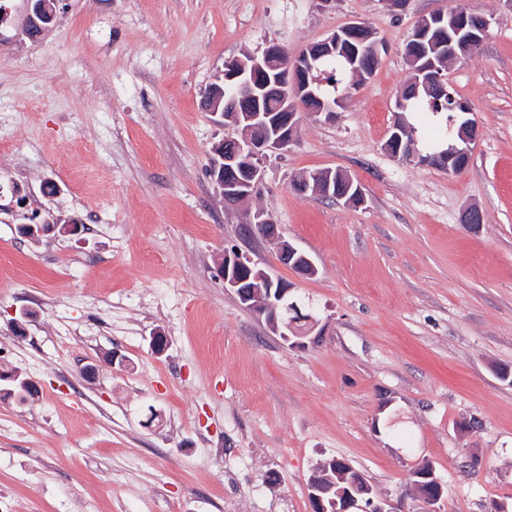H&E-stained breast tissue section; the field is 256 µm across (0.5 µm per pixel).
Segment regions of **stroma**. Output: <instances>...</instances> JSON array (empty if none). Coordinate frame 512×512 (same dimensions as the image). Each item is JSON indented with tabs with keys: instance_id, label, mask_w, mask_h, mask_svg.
Wrapping results in <instances>:
<instances>
[{
	"instance_id": "35a3bbf8",
	"label": "stroma",
	"mask_w": 512,
	"mask_h": 512,
	"mask_svg": "<svg viewBox=\"0 0 512 512\" xmlns=\"http://www.w3.org/2000/svg\"><path fill=\"white\" fill-rule=\"evenodd\" d=\"M457 3L57 0L32 40L28 0H0V369L39 389L0 396V512H311L308 478L331 458L397 512L419 508L421 463L442 512H512L507 0H467L494 22L445 71L480 128L467 168L386 149L412 29ZM354 21L384 45L372 76L334 120L301 114L288 149L262 156L259 191L225 206L209 164L229 130L202 100L226 61L272 42L297 55ZM315 169L348 174L363 204L295 191ZM470 206L479 228L459 220ZM258 209L315 277L244 235ZM46 221L82 232H18ZM233 244L293 284L321 335L292 346L225 289ZM399 129H400L399 125L395 121L393 128H392V132L389 137V140L387 141V142L395 141L398 144L396 150L394 152H392L390 149H388L387 143H386L387 150L392 155V157L397 158V159H409V160H413L416 162L418 161V163L421 165L439 166L441 169L448 171V174L460 173L465 168V166H463L462 169H458V168L452 169L451 167H449V165L447 167V161H442V164H441L440 160H436L435 162L430 163L431 159H429V158L425 159L419 155L414 142H412L410 140H406L404 143H402V138H401L400 134L397 132V130H399ZM419 479L417 482V478ZM413 482L416 486V497L426 506L423 512H438L436 505L440 503L444 495L443 485L439 482L431 468L422 467L416 475L413 472Z\"/></svg>"
}]
</instances>
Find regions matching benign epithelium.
Segmentation results:
<instances>
[{"mask_svg":"<svg viewBox=\"0 0 512 512\" xmlns=\"http://www.w3.org/2000/svg\"><path fill=\"white\" fill-rule=\"evenodd\" d=\"M56 0H31V9L25 25V33L34 38L41 34L46 25L41 20L55 19ZM448 19V42L438 45L443 64L453 60L474 55L481 47L491 19L481 17L482 24L473 25L469 22V13L454 12L445 15L440 12L432 13L418 20L415 29L417 32H428L432 29V22ZM368 25L361 21L352 22L336 29L329 37L321 42L306 47L299 55L291 57L282 46L272 43L268 45L259 56H253L246 61L231 60L225 64L221 94L213 99L210 114L214 120L227 125L232 122L235 126L246 125V135L240 139L227 138L224 140V176H212V182L217 193L224 199V205L233 206L248 196V191L257 190L262 181L260 168L255 160L267 151L284 150L297 136L299 121L296 120L301 112H310L316 116H324L331 121L336 117V107L315 96L312 99L293 98L285 106L288 116H272L266 112L253 110V95L251 85L258 83L267 94L278 93L290 86L298 88L303 93L315 82L313 76L316 59L323 52L330 53L336 49V44L345 38H352L351 31L366 29ZM429 75L425 84L436 95L448 93V84L442 76L443 70L434 66L428 69ZM399 125H393L389 140L397 143L392 157L409 159L421 165L433 164L450 174L460 172L458 168H451L437 160L423 158L419 155L414 142L402 141L398 133ZM478 124L466 120L460 129L462 143L451 146L446 155L448 160L469 158L470 145L479 137ZM249 233L262 238L274 240L278 244L280 263L293 269L304 277L316 274L313 261L292 243L283 239L277 225L271 223L265 213H253L248 225ZM66 235H76L81 232V226L76 224H24L19 226V232L32 240H40L54 232ZM217 271L224 281V288L232 291L241 298L245 308L265 318L270 330L294 345L304 344V338L311 334L321 335L317 331L320 321L313 315L304 318L306 328L294 331L285 321L283 301L292 298V285L273 273L261 269L255 270V263L241 254L235 248L224 249L217 261ZM262 284V287H252L242 291L240 287L249 279ZM0 381L16 383L28 391L32 396L37 392L35 381L23 378L15 371H0ZM336 475L343 487L326 486L309 483V497L312 512H398L393 505L381 498H375L364 488L368 482L364 475L342 461L336 466ZM415 482L416 497L425 505L423 512H438L436 505L444 495L443 485L439 482L432 469L420 468Z\"/></svg>","mask_w":512,"mask_h":512,"instance_id":"1","label":"benign epithelium"}]
</instances>
